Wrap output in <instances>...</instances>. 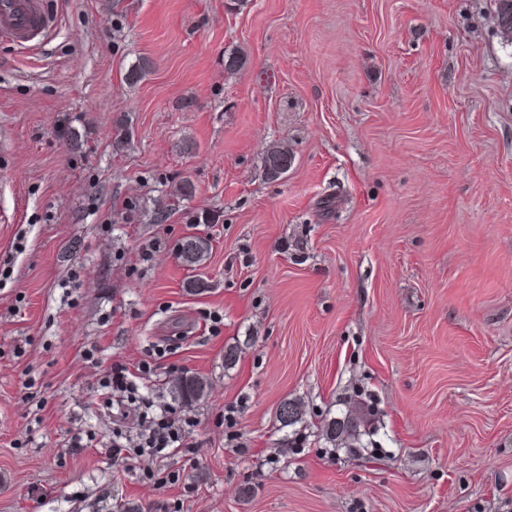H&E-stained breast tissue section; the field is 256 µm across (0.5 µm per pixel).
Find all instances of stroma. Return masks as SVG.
I'll return each mask as SVG.
<instances>
[{
	"label": "stroma",
	"instance_id": "obj_1",
	"mask_svg": "<svg viewBox=\"0 0 512 512\" xmlns=\"http://www.w3.org/2000/svg\"><path fill=\"white\" fill-rule=\"evenodd\" d=\"M57 12L40 47L0 41V512H512V43L494 0ZM275 143L294 162L272 180ZM185 179L195 194L172 200ZM192 231L212 242L200 292L175 250ZM141 363L167 402L183 374L209 389L183 447L117 462L134 419L103 383ZM349 411L363 445L332 447ZM293 161L294 156L288 150L286 144H273L265 151L263 156L265 173L272 180L279 179L288 172Z\"/></svg>",
	"mask_w": 512,
	"mask_h": 512
}]
</instances>
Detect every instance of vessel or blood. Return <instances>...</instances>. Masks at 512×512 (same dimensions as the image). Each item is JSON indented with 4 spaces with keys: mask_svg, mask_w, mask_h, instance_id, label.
Here are the masks:
<instances>
[{
    "mask_svg": "<svg viewBox=\"0 0 512 512\" xmlns=\"http://www.w3.org/2000/svg\"><path fill=\"white\" fill-rule=\"evenodd\" d=\"M54 24L49 0H0V39L33 48L48 39Z\"/></svg>",
    "mask_w": 512,
    "mask_h": 512,
    "instance_id": "obj_1",
    "label": "vessel or blood"
}]
</instances>
